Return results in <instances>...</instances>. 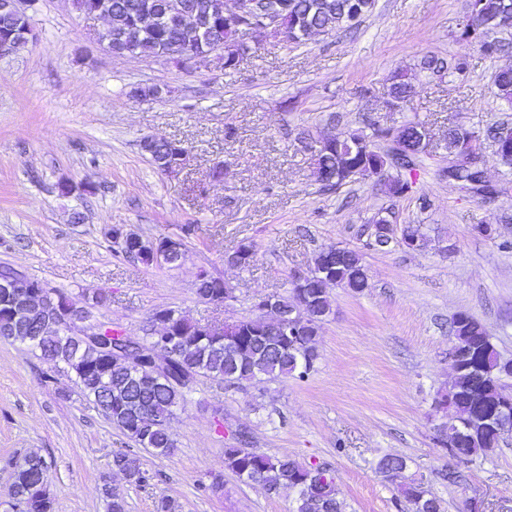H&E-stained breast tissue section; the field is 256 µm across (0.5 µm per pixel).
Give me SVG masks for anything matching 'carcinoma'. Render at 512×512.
<instances>
[{
    "instance_id": "obj_1",
    "label": "carcinoma",
    "mask_w": 512,
    "mask_h": 512,
    "mask_svg": "<svg viewBox=\"0 0 512 512\" xmlns=\"http://www.w3.org/2000/svg\"><path fill=\"white\" fill-rule=\"evenodd\" d=\"M292 7L286 16L291 35L285 40L289 46H299L313 34L350 31L359 27L371 11L374 0H289ZM150 3L164 8L168 0H112V12L132 27L139 6ZM508 0H467L466 20L460 40L476 44L481 54L495 59L508 50L509 44L495 34L507 31L502 26ZM215 25L224 32L225 47H235L237 28L231 21L219 17ZM173 43L184 46L190 57L201 50L198 41L189 37L178 18L168 17L161 29L141 34L135 40L139 55H159ZM421 68L433 73L446 72L464 76L470 68L469 57L460 54L451 62L430 57ZM387 95L392 104L405 105L411 101L414 86L411 77L395 71L387 79ZM494 95L512 102V68H500L494 73ZM474 132L462 125L448 127V152L458 155L469 148ZM393 139L391 153L376 147L374 139ZM180 148L175 142L158 146L149 153L159 169L166 170ZM425 151L420 145L417 123L402 125L397 134L376 129L373 136L356 130L312 153L314 175L325 188L339 189L347 183L342 175L354 170L353 179H376L380 190L391 197H401L410 188L401 175L389 176L387 157L396 167L411 170L415 160ZM255 249L242 243L229 255L239 266L253 261ZM331 262L336 265L337 285L360 292L367 286L363 254L355 249L343 250L336 257V247L321 250L315 258L313 271ZM304 293L310 298L313 311L323 313L331 309L327 289L311 277ZM296 291L278 297L270 312L256 318H242L222 326L202 325L178 313L171 321L177 343L166 357V372L155 368L149 356L134 366L126 367L110 362L99 346L91 343L65 341L58 336H32L28 345L43 359L58 360L66 372L75 377V384L83 396L91 399L104 416L130 440L157 455H166L173 448L167 425L176 408L186 402L187 390L181 382L188 377H206L228 388H238L245 382L268 379L294 378L303 380L316 371L319 358L317 336L319 327L301 326L288 335L285 325L288 309L295 306ZM23 334L13 322L7 308L0 307V336L8 338ZM454 341L477 345L467 365L454 375L441 400L461 422H469L477 413L499 412L501 405L512 410V388L496 377L498 351L485 339V328L471 315L463 312L454 318L451 326ZM492 452L481 439H462L457 449L460 462L469 463L474 457ZM113 466L128 476L130 481L145 485L150 474L142 471L129 455L121 450L113 454ZM224 466L243 482L261 488L269 495L283 492L294 494V512H343L334 472L318 464H303L284 454L269 456L251 448L224 449ZM407 468L403 456L389 454L377 464V471L392 481ZM398 496L411 505L412 512H441L440 500L422 483L413 479L397 486ZM11 496L17 512H54V501L48 490L47 466L36 453H30L14 462L11 475Z\"/></svg>"
}]
</instances>
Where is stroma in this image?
Listing matches in <instances>:
<instances>
[{"label": "stroma", "instance_id": "1", "mask_svg": "<svg viewBox=\"0 0 512 512\" xmlns=\"http://www.w3.org/2000/svg\"><path fill=\"white\" fill-rule=\"evenodd\" d=\"M466 4L375 0L353 33L297 47L266 40L229 72L112 55L99 42L103 19L75 0H36L34 40L0 56V267L82 303L107 293L95 316L136 341L157 309L202 324L255 317L259 298L289 293L294 275L329 245L363 252L368 286L330 288L320 359L307 380L236 389L197 379L168 424L175 447L164 456L122 435L58 363L0 337V512H13V461L33 451L48 467L55 512H108L112 488L128 512H157L165 500L180 512H292V495H266L225 467V448L243 442L331 468L346 512H398L395 484L375 471L387 454L406 457V477L424 483L445 512H512V436L466 465L458 485L439 478L457 462L435 436L433 403L452 375L456 315H473L512 357V172L487 141L480 167L494 199L448 178L449 124L481 131L512 121L492 90L495 69L512 66V54L489 60L460 41ZM463 52L467 77L420 68L424 57ZM400 69L413 74L415 95L393 110L386 80ZM148 86L161 95L135 97ZM408 122L426 127L433 143L403 197L370 179L333 190L316 182L305 137ZM146 137L183 143L185 165L157 169L141 148ZM218 165L220 183L210 177ZM382 210L422 225L425 248L368 247L369 221ZM188 224L195 231L187 236ZM115 226L148 240L184 238V262L126 258L109 235ZM244 241L256 250L250 266L225 264ZM202 272L224 279L231 299L200 301ZM47 374L54 384L42 385ZM118 450L151 474L148 487L114 468Z\"/></svg>", "mask_w": 512, "mask_h": 512}]
</instances>
